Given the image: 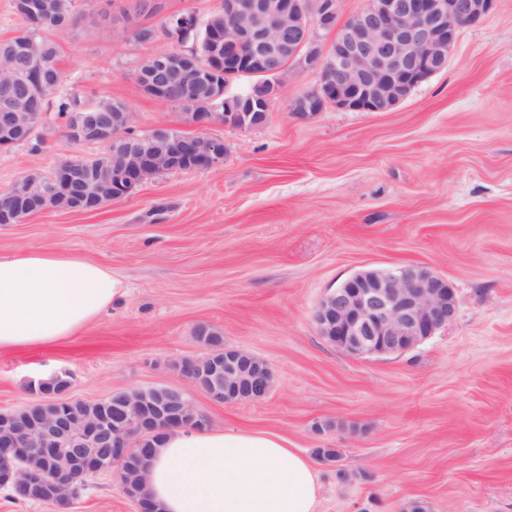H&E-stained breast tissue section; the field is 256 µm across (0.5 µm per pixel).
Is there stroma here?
<instances>
[{"label": "stroma", "mask_w": 512, "mask_h": 512, "mask_svg": "<svg viewBox=\"0 0 512 512\" xmlns=\"http://www.w3.org/2000/svg\"><path fill=\"white\" fill-rule=\"evenodd\" d=\"M74 0L75 24L50 30L63 82L49 94L45 141L0 150V191L99 143L61 133V97L123 101L131 127L192 133L182 109L143 92L145 56L176 48L126 36L172 14L207 18L222 0ZM262 127L218 125L224 162L169 171L91 212L45 211L0 224V256L68 249L120 283L108 309L73 336L0 351V411L68 375L94 402L139 387L184 390L210 426L279 433L316 461L319 512H512V0L464 28L445 70L387 112L326 107L295 118L315 69L290 64ZM421 265L447 278L456 314L399 355L349 357L319 335L318 303L355 272ZM228 348L273 371L258 401L216 404L174 368ZM112 473L87 478L69 512H133Z\"/></svg>", "instance_id": "stroma-1"}]
</instances>
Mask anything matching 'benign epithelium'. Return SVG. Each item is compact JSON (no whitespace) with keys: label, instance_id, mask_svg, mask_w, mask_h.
<instances>
[{"label":"benign epithelium","instance_id":"7a95c632","mask_svg":"<svg viewBox=\"0 0 512 512\" xmlns=\"http://www.w3.org/2000/svg\"><path fill=\"white\" fill-rule=\"evenodd\" d=\"M339 0H224V46L245 54L244 62L224 74V107L213 101L202 111L186 113L193 135H172L153 129L144 137L109 135L83 113L76 114L73 135L80 143L112 145V166L99 168L86 191L96 201L133 194L147 179L165 170H203L224 161V142L211 137L216 124L256 128L267 120L278 97L276 76L299 61L319 71L316 87L295 98L290 109L310 118L328 106L353 112H387L423 81L448 66L461 29L485 18L496 0H366L365 7L342 20ZM186 36L198 37L205 22L195 15L166 19ZM334 33L330 47L317 31ZM208 66L187 50L162 53L135 73L145 93L200 82ZM241 76L255 82L244 93H228ZM27 112L12 113L13 123L0 131V149L21 142L11 133L23 127ZM26 200L32 213L66 210L83 201L72 198L55 177L35 171L10 188ZM455 295L448 281L419 266L362 270L346 279L318 304L314 321L321 336L353 357L406 353L443 328L455 314ZM197 361L184 359L177 371L211 401L228 404L259 400L270 390L273 373L263 361L242 349L226 348L210 370L196 372ZM54 397L50 410L0 412V485L23 499L44 496L49 504L67 508L81 482L113 472L123 484L146 476L148 449L142 433L151 426L200 429L208 425L186 393L176 388H137L112 393L122 417H73L71 399ZM69 448L65 467L51 466L59 447Z\"/></svg>","mask_w":512,"mask_h":512}]
</instances>
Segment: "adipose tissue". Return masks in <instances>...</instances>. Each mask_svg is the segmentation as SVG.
<instances>
[{
  "instance_id": "1",
  "label": "adipose tissue",
  "mask_w": 512,
  "mask_h": 512,
  "mask_svg": "<svg viewBox=\"0 0 512 512\" xmlns=\"http://www.w3.org/2000/svg\"><path fill=\"white\" fill-rule=\"evenodd\" d=\"M116 288L108 268L62 250L0 256V351L75 334ZM144 489L164 512H317L320 497L311 458L287 438L218 427L168 430Z\"/></svg>"
}]
</instances>
